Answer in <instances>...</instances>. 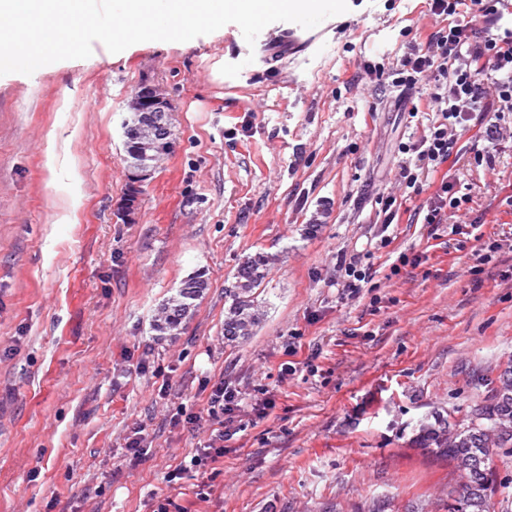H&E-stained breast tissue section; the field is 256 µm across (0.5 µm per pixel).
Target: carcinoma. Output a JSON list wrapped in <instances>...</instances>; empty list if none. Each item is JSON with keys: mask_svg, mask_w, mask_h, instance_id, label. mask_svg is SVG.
Masks as SVG:
<instances>
[{"mask_svg": "<svg viewBox=\"0 0 512 512\" xmlns=\"http://www.w3.org/2000/svg\"><path fill=\"white\" fill-rule=\"evenodd\" d=\"M130 120L124 123L125 147L129 163L144 162L135 135L143 132L142 113L134 105ZM271 258L258 252L246 257L236 271L234 286L226 290L231 300L224 315V338L244 339L260 322L263 311L255 300V288L268 276ZM208 288L205 275L194 272L181 283L176 294L161 305L152 330L175 336L191 318L196 300ZM413 443L428 449L436 457L455 463L460 483L448 495L447 512H489V503L497 484L491 467L496 454L512 455V360L498 376V385L490 395L471 407L466 419L451 425L436 415L435 422L421 421Z\"/></svg>", "mask_w": 512, "mask_h": 512, "instance_id": "carcinoma-1", "label": "carcinoma"}]
</instances>
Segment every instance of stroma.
I'll return each mask as SVG.
<instances>
[{"label":"stroma","mask_w":512,"mask_h":512,"mask_svg":"<svg viewBox=\"0 0 512 512\" xmlns=\"http://www.w3.org/2000/svg\"><path fill=\"white\" fill-rule=\"evenodd\" d=\"M348 6L251 46L228 24L0 76V512H446L458 475L413 437L432 413L461 418L512 358V138L494 171L452 169L473 199L460 231L409 223L417 197L384 224L398 145L435 115L409 116L368 68L442 22L424 0ZM144 80L170 98L178 148L127 221ZM259 251L277 258L262 320L225 341V290ZM353 254L372 273L356 292L339 268ZM196 271L191 320L156 335ZM219 385L238 394L222 420ZM219 431L223 457L203 458ZM208 287L207 279L202 272H194L181 283L176 294L169 297L161 305L152 330L159 335L175 336L191 318L196 307L195 301L204 294Z\"/></svg>","instance_id":"1"}]
</instances>
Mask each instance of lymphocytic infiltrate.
I'll use <instances>...</instances> for the list:
<instances>
[{
    "mask_svg": "<svg viewBox=\"0 0 512 512\" xmlns=\"http://www.w3.org/2000/svg\"><path fill=\"white\" fill-rule=\"evenodd\" d=\"M429 11L448 25L425 46H413L396 66H372L376 77L390 76L408 95L427 91L426 108L435 120L421 137L399 146L414 154L403 163L400 184L412 194H425L415 208L423 223L447 224L469 204L444 173V166L467 160L475 167L496 166L493 144L512 118V0H427ZM486 148H479V141Z\"/></svg>",
    "mask_w": 512,
    "mask_h": 512,
    "instance_id": "lymphocytic-infiltrate-1",
    "label": "lymphocytic infiltrate"
}]
</instances>
